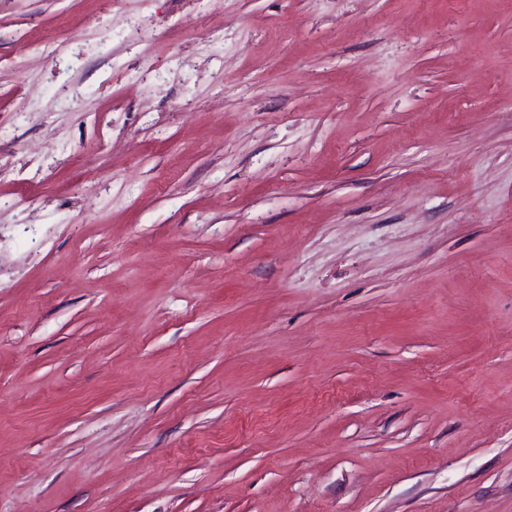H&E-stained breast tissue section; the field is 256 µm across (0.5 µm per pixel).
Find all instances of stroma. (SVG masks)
Segmentation results:
<instances>
[{"mask_svg": "<svg viewBox=\"0 0 512 512\" xmlns=\"http://www.w3.org/2000/svg\"><path fill=\"white\" fill-rule=\"evenodd\" d=\"M0 512H512V0H0Z\"/></svg>", "mask_w": 512, "mask_h": 512, "instance_id": "obj_1", "label": "stroma"}]
</instances>
